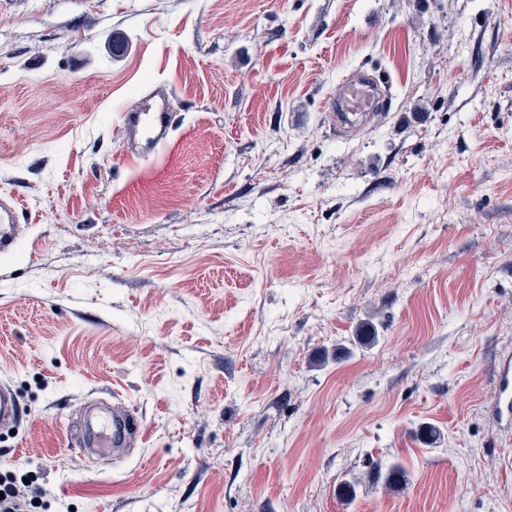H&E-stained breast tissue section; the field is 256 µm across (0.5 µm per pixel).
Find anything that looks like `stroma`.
<instances>
[{
    "mask_svg": "<svg viewBox=\"0 0 512 512\" xmlns=\"http://www.w3.org/2000/svg\"><path fill=\"white\" fill-rule=\"evenodd\" d=\"M359 69L390 93L344 137L324 100ZM153 91L178 124L131 169L121 113ZM13 196L0 382L27 421L0 474L38 478V512H512L486 411L512 350V0H0ZM117 397L145 447L76 455Z\"/></svg>",
    "mask_w": 512,
    "mask_h": 512,
    "instance_id": "obj_1",
    "label": "stroma"
}]
</instances>
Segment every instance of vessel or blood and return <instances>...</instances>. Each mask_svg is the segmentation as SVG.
<instances>
[{
  "label": "vessel or blood",
  "instance_id": "vessel-or-blood-1",
  "mask_svg": "<svg viewBox=\"0 0 512 512\" xmlns=\"http://www.w3.org/2000/svg\"><path fill=\"white\" fill-rule=\"evenodd\" d=\"M378 84L372 78H345L325 99V109L340 115L365 116L375 107ZM123 126L137 150L136 157L145 159L156 155L167 143L175 118L169 102L152 103L143 99L122 113ZM19 201L0 204V248L9 246L11 224L17 223ZM494 387L487 413L498 431L512 432V352L501 353L494 366ZM23 410L10 386L0 384V429L21 422ZM145 436L142 419L128 410L123 402L112 406L105 428L95 434L87 445L88 452L100 457H120L139 447Z\"/></svg>",
  "mask_w": 512,
  "mask_h": 512
}]
</instances>
